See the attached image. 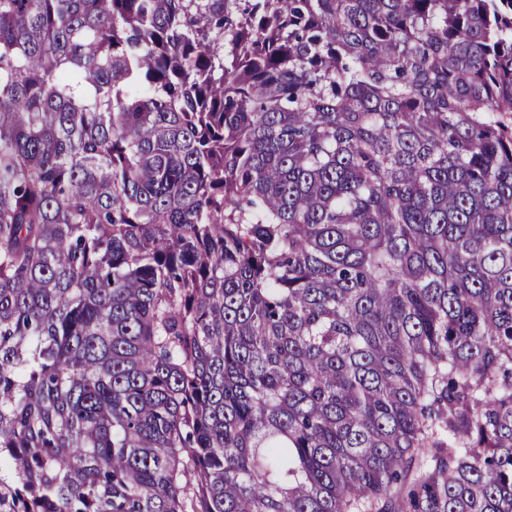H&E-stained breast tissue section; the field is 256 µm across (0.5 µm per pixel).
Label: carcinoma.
<instances>
[{
	"label": "carcinoma",
	"instance_id": "carcinoma-1",
	"mask_svg": "<svg viewBox=\"0 0 512 512\" xmlns=\"http://www.w3.org/2000/svg\"><path fill=\"white\" fill-rule=\"evenodd\" d=\"M0 512H512V0H0Z\"/></svg>",
	"mask_w": 512,
	"mask_h": 512
}]
</instances>
